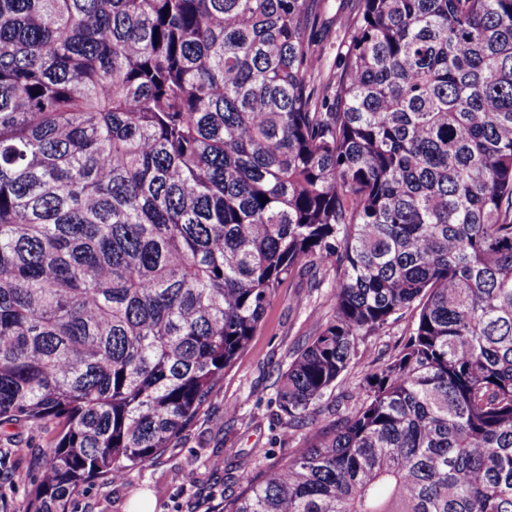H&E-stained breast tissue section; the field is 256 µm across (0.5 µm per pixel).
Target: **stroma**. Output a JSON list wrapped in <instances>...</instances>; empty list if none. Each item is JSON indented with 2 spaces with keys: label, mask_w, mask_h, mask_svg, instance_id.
Wrapping results in <instances>:
<instances>
[{
  "label": "stroma",
  "mask_w": 512,
  "mask_h": 512,
  "mask_svg": "<svg viewBox=\"0 0 512 512\" xmlns=\"http://www.w3.org/2000/svg\"><path fill=\"white\" fill-rule=\"evenodd\" d=\"M351 6L322 0L312 35L323 76H335L344 51ZM335 272L322 267L289 279L271 299L246 350L228 368L197 417L156 461L124 480H97L72 497L69 512H220L247 477L301 447L306 430L288 431L276 403L277 372L333 315L328 300ZM414 311H405L381 335L358 348L349 386L362 380L374 355L403 342ZM52 422L33 429L0 427V512H25L37 482Z\"/></svg>",
  "instance_id": "35a3bbf8"
}]
</instances>
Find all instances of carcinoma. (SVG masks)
I'll return each instance as SVG.
<instances>
[{
    "label": "carcinoma",
    "instance_id": "cac0c4a2",
    "mask_svg": "<svg viewBox=\"0 0 512 512\" xmlns=\"http://www.w3.org/2000/svg\"><path fill=\"white\" fill-rule=\"evenodd\" d=\"M0 0V426L56 419L28 512L156 459L271 297L335 268L286 425L223 512H512V0ZM350 9L351 2L347 4L342 0H322L320 4V25L312 38L324 77L334 78L340 71L338 63L344 52ZM416 311L405 310L399 319L390 324L380 336H370L358 348L356 364L348 375L347 387L357 386L371 364L373 354L393 352L403 342L411 328Z\"/></svg>",
    "mask_w": 512,
    "mask_h": 512
}]
</instances>
